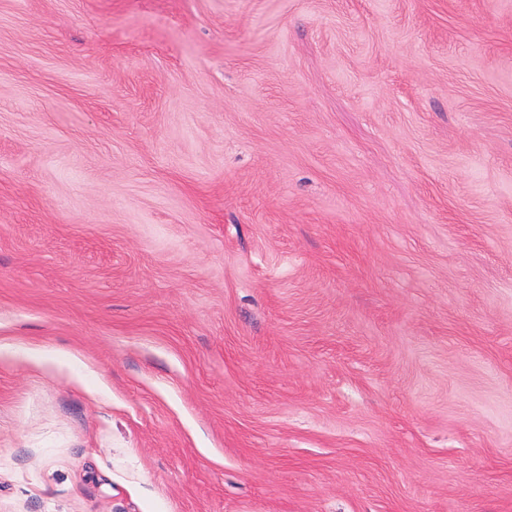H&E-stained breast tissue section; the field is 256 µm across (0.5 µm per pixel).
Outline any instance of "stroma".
<instances>
[{
  "mask_svg": "<svg viewBox=\"0 0 512 512\" xmlns=\"http://www.w3.org/2000/svg\"><path fill=\"white\" fill-rule=\"evenodd\" d=\"M0 512H512V0H0Z\"/></svg>",
  "mask_w": 512,
  "mask_h": 512,
  "instance_id": "obj_1",
  "label": "stroma"
}]
</instances>
